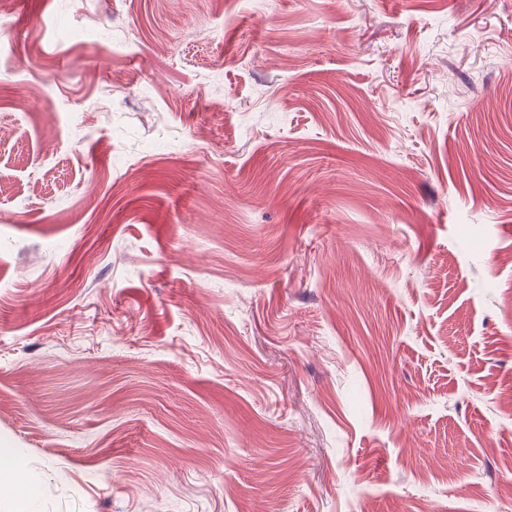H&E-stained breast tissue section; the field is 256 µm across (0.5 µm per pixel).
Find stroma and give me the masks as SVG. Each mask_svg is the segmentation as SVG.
Masks as SVG:
<instances>
[{"label": "stroma", "instance_id": "stroma-1", "mask_svg": "<svg viewBox=\"0 0 512 512\" xmlns=\"http://www.w3.org/2000/svg\"><path fill=\"white\" fill-rule=\"evenodd\" d=\"M0 448V512H512V0H13Z\"/></svg>", "mask_w": 512, "mask_h": 512}]
</instances>
